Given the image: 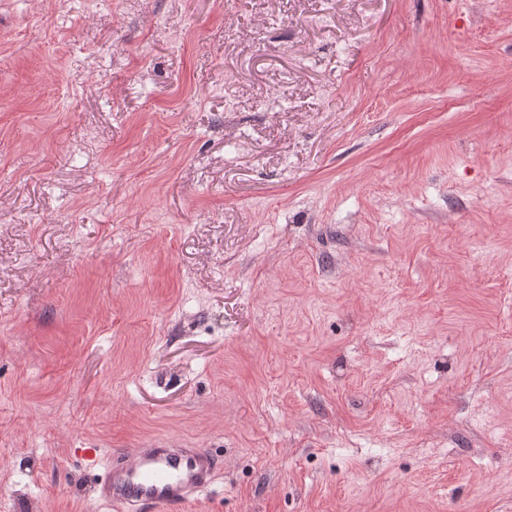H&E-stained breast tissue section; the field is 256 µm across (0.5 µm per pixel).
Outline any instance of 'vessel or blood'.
Instances as JSON below:
<instances>
[{"label": "vessel or blood", "instance_id": "1", "mask_svg": "<svg viewBox=\"0 0 512 512\" xmlns=\"http://www.w3.org/2000/svg\"><path fill=\"white\" fill-rule=\"evenodd\" d=\"M218 466L206 448H133L108 464L95 495L112 512H172L206 491Z\"/></svg>", "mask_w": 512, "mask_h": 512}]
</instances>
